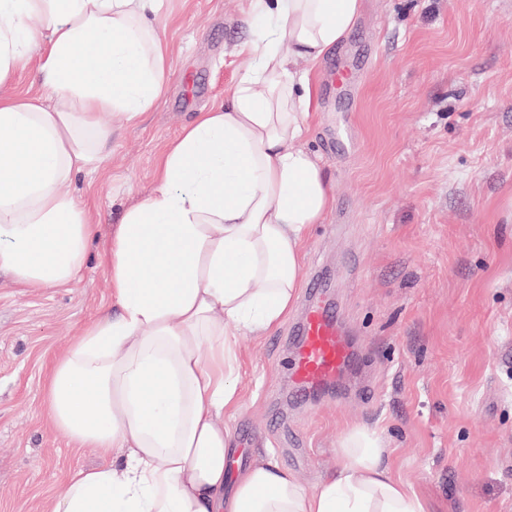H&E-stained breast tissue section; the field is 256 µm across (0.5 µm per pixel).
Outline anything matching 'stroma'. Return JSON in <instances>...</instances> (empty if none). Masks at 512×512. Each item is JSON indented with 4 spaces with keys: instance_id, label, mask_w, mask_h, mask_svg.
Returning <instances> with one entry per match:
<instances>
[{
    "instance_id": "1",
    "label": "stroma",
    "mask_w": 512,
    "mask_h": 512,
    "mask_svg": "<svg viewBox=\"0 0 512 512\" xmlns=\"http://www.w3.org/2000/svg\"><path fill=\"white\" fill-rule=\"evenodd\" d=\"M250 0H165L156 19L171 69L138 126L109 118L98 172L64 190L93 211L74 282L32 292L0 275V512H45L73 470L105 465L46 422L45 375L83 327L111 308L104 243L151 193L163 148L223 103L247 65ZM366 56L348 94L328 62ZM305 146L334 203L311 228L303 282L333 272L332 294L368 389L343 400L291 398L282 369L305 302L261 339L243 338L234 457H268L306 491L340 464L353 429L377 431L395 477L430 512H512V0H362L320 63ZM348 128L353 146L335 141Z\"/></svg>"
}]
</instances>
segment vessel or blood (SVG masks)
Instances as JSON below:
<instances>
[{"mask_svg": "<svg viewBox=\"0 0 512 512\" xmlns=\"http://www.w3.org/2000/svg\"><path fill=\"white\" fill-rule=\"evenodd\" d=\"M293 331L297 342L286 363L289 382L305 393L344 385L355 357V345L327 299L324 284H311Z\"/></svg>", "mask_w": 512, "mask_h": 512, "instance_id": "obj_1", "label": "vessel or blood"}]
</instances>
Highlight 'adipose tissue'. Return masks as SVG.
<instances>
[{"instance_id":"adipose-tissue-1","label":"adipose tissue","mask_w":512,"mask_h":512,"mask_svg":"<svg viewBox=\"0 0 512 512\" xmlns=\"http://www.w3.org/2000/svg\"><path fill=\"white\" fill-rule=\"evenodd\" d=\"M159 2L0 0V273L21 287L67 285L85 265L92 215L63 187L107 154L104 117L137 125L160 97ZM360 8L251 0L263 28L238 48L247 67L166 145L153 192L103 250L111 311L48 375L51 425L112 458L73 471L49 512H428L369 430L345 435L339 468L309 493L272 460L228 466L240 339L287 318L305 238L333 203L302 145L316 91L296 63L318 62ZM27 69L53 106L6 91Z\"/></svg>"}]
</instances>
